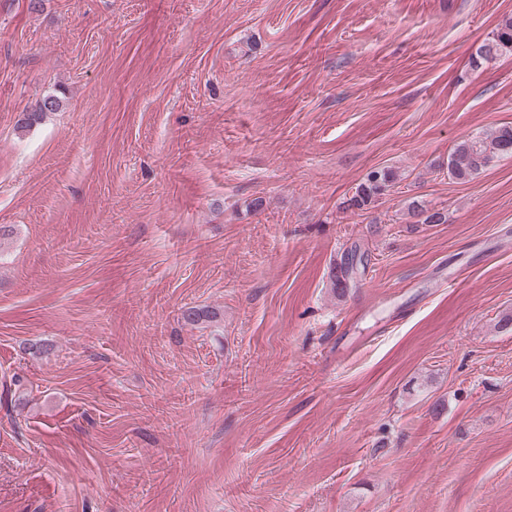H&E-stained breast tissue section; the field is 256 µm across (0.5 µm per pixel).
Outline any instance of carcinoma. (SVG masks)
<instances>
[{"instance_id": "carcinoma-1", "label": "carcinoma", "mask_w": 512, "mask_h": 512, "mask_svg": "<svg viewBox=\"0 0 512 512\" xmlns=\"http://www.w3.org/2000/svg\"><path fill=\"white\" fill-rule=\"evenodd\" d=\"M512 55V17L502 20L477 48L472 60L474 66L496 60L502 56ZM59 107L55 96H47L40 100L35 109L25 114L21 127H30L40 121L48 112ZM512 156V125H501L490 133L482 136L468 137L459 142L448 155V177L464 183L482 172L496 157ZM396 173L387 168L370 171L363 182L347 199L349 209L364 211L370 208L378 199L394 186ZM412 214L423 224H441L446 222L444 213L438 210L412 208ZM354 265L351 262H341L331 272V285L338 294H345L353 282Z\"/></svg>"}]
</instances>
